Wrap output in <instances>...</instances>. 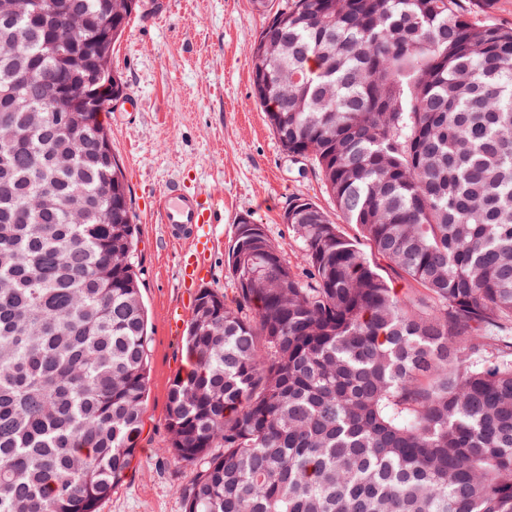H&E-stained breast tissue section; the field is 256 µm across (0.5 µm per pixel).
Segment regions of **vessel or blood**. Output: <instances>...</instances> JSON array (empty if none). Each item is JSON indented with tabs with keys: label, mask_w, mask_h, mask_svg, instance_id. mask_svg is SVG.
I'll return each instance as SVG.
<instances>
[{
	"label": "vessel or blood",
	"mask_w": 512,
	"mask_h": 512,
	"mask_svg": "<svg viewBox=\"0 0 512 512\" xmlns=\"http://www.w3.org/2000/svg\"><path fill=\"white\" fill-rule=\"evenodd\" d=\"M209 203L203 193L188 195L181 190H169L161 199L160 212L166 232L173 238L192 240L196 258L185 267V276L196 280L205 273L203 257L211 240L207 211Z\"/></svg>",
	"instance_id": "1"
}]
</instances>
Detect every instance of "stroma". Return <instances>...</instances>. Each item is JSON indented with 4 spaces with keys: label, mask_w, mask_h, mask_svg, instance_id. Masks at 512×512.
<instances>
[{
    "label": "stroma",
    "mask_w": 512,
    "mask_h": 512,
    "mask_svg": "<svg viewBox=\"0 0 512 512\" xmlns=\"http://www.w3.org/2000/svg\"><path fill=\"white\" fill-rule=\"evenodd\" d=\"M263 23L253 0H140L112 52L128 97L113 104L106 121L138 226L149 381L133 464L100 512H183L180 493L196 474L165 452L168 392L185 362L182 341L196 294L181 277L194 250L169 240L161 222L166 189L214 199L202 283L224 294L234 288L225 257L240 216L264 225L295 266L299 244L281 221L289 198L331 205L310 162L281 148L253 97L249 49Z\"/></svg>",
    "instance_id": "obj_1"
}]
</instances>
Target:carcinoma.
<instances>
[{
	"label": "carcinoma",
	"instance_id": "carcinoma-1",
	"mask_svg": "<svg viewBox=\"0 0 512 512\" xmlns=\"http://www.w3.org/2000/svg\"><path fill=\"white\" fill-rule=\"evenodd\" d=\"M57 2L88 38L107 16ZM259 42L255 99L356 235L293 196L302 272L266 236L228 248L232 296L198 290L164 448L197 466L184 512H512V27L464 0H281ZM77 50L35 0L0 12V95L39 118L0 98V512H99L142 430L123 166L106 126L53 111L88 87ZM75 198L100 219L68 223Z\"/></svg>",
	"mask_w": 512,
	"mask_h": 512
}]
</instances>
